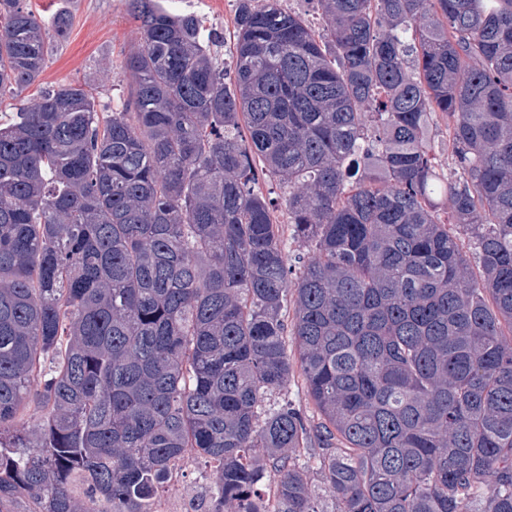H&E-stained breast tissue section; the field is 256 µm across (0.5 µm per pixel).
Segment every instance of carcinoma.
Returning a JSON list of instances; mask_svg holds the SVG:
<instances>
[{"instance_id":"1","label":"carcinoma","mask_w":512,"mask_h":512,"mask_svg":"<svg viewBox=\"0 0 512 512\" xmlns=\"http://www.w3.org/2000/svg\"><path fill=\"white\" fill-rule=\"evenodd\" d=\"M309 2L318 30L237 0L226 68L197 15L128 0L121 107L68 82L0 114V512H84L76 479L153 512L189 452L211 512H267L268 466L272 512H321L303 448L336 512H512V0ZM69 22L0 0V104ZM295 364L318 418L261 414ZM448 118L437 113L431 125V143L437 171L441 175L449 176L453 171V161L448 151ZM274 217L276 223L281 224L282 242L285 251L290 254L305 253L306 247L292 237V229L288 224V211L285 206L280 205L274 212ZM299 466L306 467L308 477H309V484L311 490L320 497L321 500V509L332 511L335 509L334 502L329 498H321L322 494V488H321V477L320 473L317 470L316 463L314 462V459H310V456L307 453L302 452L301 455L298 457L297 460Z\"/></svg>"}]
</instances>
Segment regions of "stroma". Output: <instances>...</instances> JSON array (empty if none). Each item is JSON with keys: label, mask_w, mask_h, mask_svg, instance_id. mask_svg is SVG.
Masks as SVG:
<instances>
[{"label": "stroma", "mask_w": 512, "mask_h": 512, "mask_svg": "<svg viewBox=\"0 0 512 512\" xmlns=\"http://www.w3.org/2000/svg\"><path fill=\"white\" fill-rule=\"evenodd\" d=\"M172 14L193 13L206 27L225 35L234 31L235 0H157ZM35 15L50 17L66 7L70 25L64 38L52 43L41 83L81 82L96 88L100 101L120 106L128 97L129 84L122 72L126 55L137 44V24L124 0H28ZM213 469L207 460L193 457L177 475L162 482L158 496L184 499L190 491L211 494Z\"/></svg>", "instance_id": "35a3bbf8"}]
</instances>
